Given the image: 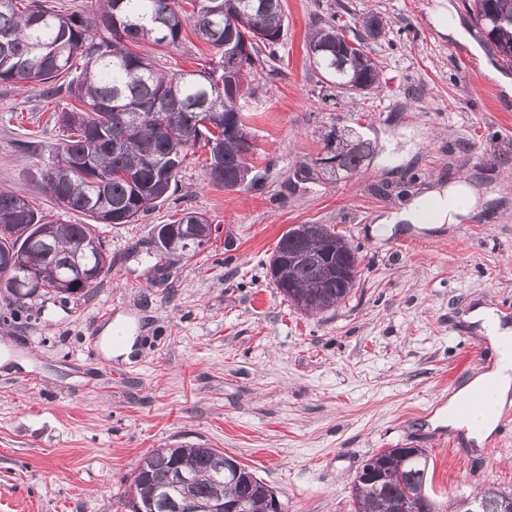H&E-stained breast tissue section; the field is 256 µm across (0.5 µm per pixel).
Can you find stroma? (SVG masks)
<instances>
[{"label": "stroma", "instance_id": "35a3bbf8", "mask_svg": "<svg viewBox=\"0 0 512 512\" xmlns=\"http://www.w3.org/2000/svg\"><path fill=\"white\" fill-rule=\"evenodd\" d=\"M282 5L278 57L242 101L258 185L205 181L197 150L166 201L136 223L98 226L112 267L88 296L17 307L0 295V512H128L140 459L180 443L233 456L284 512H354L357 471L387 448L426 449L439 504L479 484L512 490V433L479 449L430 423L493 359L464 314L482 303L512 324V68L464 0ZM442 12L464 40L438 28ZM369 13L387 22L364 45L379 84L337 95L310 65L306 36L333 15ZM210 54L190 32L154 52L170 73ZM70 102L0 84V187L83 224L43 188L63 135L52 116ZM336 126L364 132L374 156L346 178L295 181ZM410 177L422 200L465 183L484 204L457 224H383L407 208L390 187ZM181 209L204 214L211 238L197 254L161 255L154 228ZM294 224L325 225L356 249L361 277L345 303L304 313L276 288L269 261ZM115 328L134 336V360L106 356ZM452 447L465 466L449 461Z\"/></svg>", "mask_w": 512, "mask_h": 512}]
</instances>
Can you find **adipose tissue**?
Returning <instances> with one entry per match:
<instances>
[{
	"label": "adipose tissue",
	"instance_id": "obj_1",
	"mask_svg": "<svg viewBox=\"0 0 512 512\" xmlns=\"http://www.w3.org/2000/svg\"><path fill=\"white\" fill-rule=\"evenodd\" d=\"M476 203L477 196L470 187L463 184L448 186L433 197L430 221L434 224L459 223ZM467 319L488 338L496 352V360L490 369L476 375L449 397L448 410L440 414L439 419L449 427L465 429L468 438L481 447L495 432L496 418L465 419L458 416L457 407L473 392L487 385L495 387L499 403H507L512 398V326L504 324L495 310L485 305L473 308Z\"/></svg>",
	"mask_w": 512,
	"mask_h": 512
}]
</instances>
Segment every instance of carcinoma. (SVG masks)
<instances>
[{"label":"carcinoma","instance_id":"obj_1","mask_svg":"<svg viewBox=\"0 0 512 512\" xmlns=\"http://www.w3.org/2000/svg\"><path fill=\"white\" fill-rule=\"evenodd\" d=\"M248 0H99L95 14L64 13L49 0H0V82L44 85L63 80L67 93L80 104L61 116L67 130L64 144L55 150V162L73 155L85 159L70 171L67 180L56 177L53 168L44 174L46 193L63 208L81 213L97 224H133L169 196L176 176L191 151L208 149L202 163L205 179L224 186L236 180L247 167L252 145L234 133L247 128L239 103L224 88V51L245 45L252 53L241 58L246 73L277 59V46L284 35L281 0H258L250 27L239 23L240 9ZM468 12L485 34L505 66H512V0H467ZM190 28L198 40L219 54L218 62L200 71L168 75L155 58L131 50L146 45L169 49ZM370 39L381 36L385 25L376 15L361 20ZM352 29L349 22L326 21L314 26L306 48L322 46L314 67L339 92L351 85L363 91L379 81V68H357L356 54H347L336 41V31ZM215 123L203 124L206 113ZM371 140L352 134L339 148L340 172L352 174L372 157ZM154 229V243L162 254H171L170 239H186L178 254H195L201 243L187 240L190 225L208 220L191 210ZM54 231V248L46 250L38 236L46 227ZM332 239L339 235L322 224H295L280 238L276 252L297 250L309 233ZM84 247V266L93 271L92 282L78 288L84 296L92 284L109 270L111 261L102 239L90 224H57L45 219L23 197L0 190V288L15 303L48 294L60 298L56 281L71 253ZM26 257L33 286L18 293L11 288L18 269L12 257ZM317 270L312 264L296 269L295 280L308 286L313 311H324L344 301L351 289L339 283L332 288H313ZM214 449L203 444L158 448L146 454L132 473L125 490L130 512H171L179 503L181 512L219 501L245 500L251 512H267L263 485L251 470L242 467L233 481L217 474ZM181 469L193 477L185 497L173 487L174 472ZM386 469L390 481L378 479ZM429 456L416 448L383 450L366 460L353 479L359 489L355 512H394L404 501L409 512H438V503L427 491ZM455 512H512V493L488 487L472 500L457 498L449 504Z\"/></svg>","mask_w":512,"mask_h":512}]
</instances>
